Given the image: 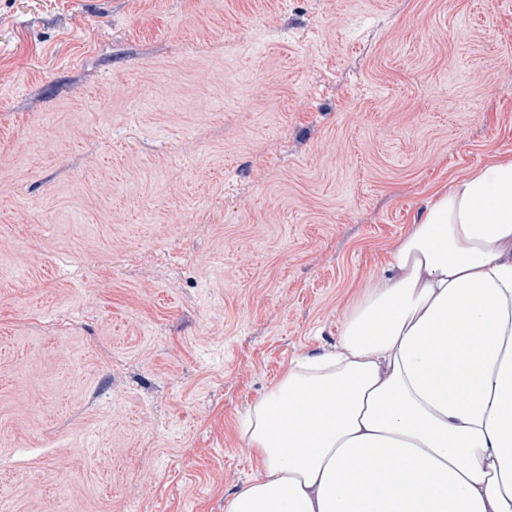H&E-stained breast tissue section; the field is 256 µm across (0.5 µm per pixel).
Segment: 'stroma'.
Segmentation results:
<instances>
[{
	"label": "stroma",
	"mask_w": 512,
	"mask_h": 512,
	"mask_svg": "<svg viewBox=\"0 0 512 512\" xmlns=\"http://www.w3.org/2000/svg\"><path fill=\"white\" fill-rule=\"evenodd\" d=\"M511 159L512 0H0V499L225 512L248 408Z\"/></svg>",
	"instance_id": "35a3bbf8"
}]
</instances>
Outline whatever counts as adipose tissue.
I'll return each instance as SVG.
<instances>
[{"label": "adipose tissue", "mask_w": 512, "mask_h": 512, "mask_svg": "<svg viewBox=\"0 0 512 512\" xmlns=\"http://www.w3.org/2000/svg\"><path fill=\"white\" fill-rule=\"evenodd\" d=\"M242 434L263 475L226 512H512V160L428 202Z\"/></svg>", "instance_id": "1"}]
</instances>
